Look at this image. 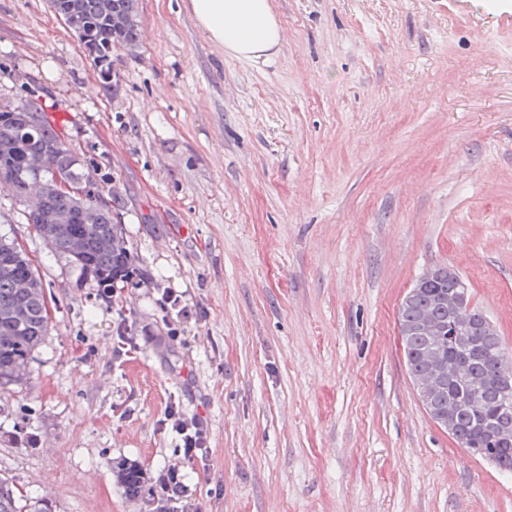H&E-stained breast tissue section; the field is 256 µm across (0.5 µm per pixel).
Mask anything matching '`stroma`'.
Instances as JSON below:
<instances>
[{
	"instance_id": "stroma-1",
	"label": "stroma",
	"mask_w": 512,
	"mask_h": 512,
	"mask_svg": "<svg viewBox=\"0 0 512 512\" xmlns=\"http://www.w3.org/2000/svg\"><path fill=\"white\" fill-rule=\"evenodd\" d=\"M271 5L280 50L254 62L189 0H138L106 80L47 0H0V102L35 99L116 181L143 273L99 300L0 188L53 305L0 390V474L51 512H149L123 459L183 470L187 512H512V472L425 411L397 323L445 263L512 354V0ZM160 288L190 305L179 339ZM174 400L204 459L165 427ZM164 425L169 424L181 438L180 453L188 462L203 459L207 450V435L197 420L188 421L181 413L176 401H172ZM201 454V457L199 456Z\"/></svg>"
}]
</instances>
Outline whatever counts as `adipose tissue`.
<instances>
[{
    "mask_svg": "<svg viewBox=\"0 0 512 512\" xmlns=\"http://www.w3.org/2000/svg\"><path fill=\"white\" fill-rule=\"evenodd\" d=\"M190 6L199 26L236 57L267 59L279 46L270 0H191Z\"/></svg>",
    "mask_w": 512,
    "mask_h": 512,
    "instance_id": "obj_1",
    "label": "adipose tissue"
}]
</instances>
